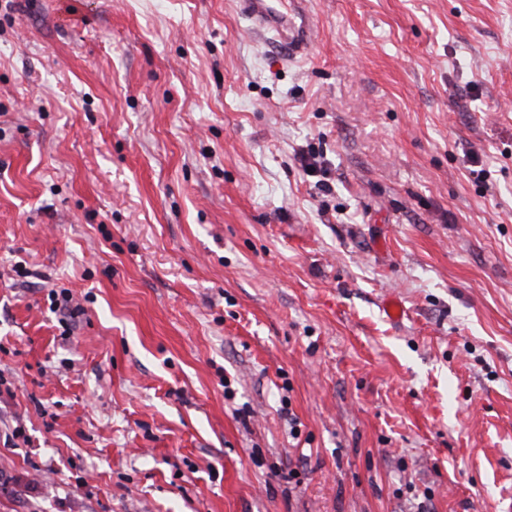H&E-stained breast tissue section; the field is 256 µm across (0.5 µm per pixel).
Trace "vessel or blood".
<instances>
[{
  "label": "vessel or blood",
  "instance_id": "vessel-or-blood-1",
  "mask_svg": "<svg viewBox=\"0 0 512 512\" xmlns=\"http://www.w3.org/2000/svg\"><path fill=\"white\" fill-rule=\"evenodd\" d=\"M237 6L257 31L286 45L289 58L309 52L317 27L312 0H237Z\"/></svg>",
  "mask_w": 512,
  "mask_h": 512
}]
</instances>
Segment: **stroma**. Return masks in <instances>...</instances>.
Listing matches in <instances>:
<instances>
[{
    "label": "stroma",
    "mask_w": 512,
    "mask_h": 512,
    "mask_svg": "<svg viewBox=\"0 0 512 512\" xmlns=\"http://www.w3.org/2000/svg\"><path fill=\"white\" fill-rule=\"evenodd\" d=\"M313 7L0 0V512H512V0ZM312 0H237L238 11L254 28L288 47V57L306 55L315 38Z\"/></svg>",
    "instance_id": "1"
}]
</instances>
